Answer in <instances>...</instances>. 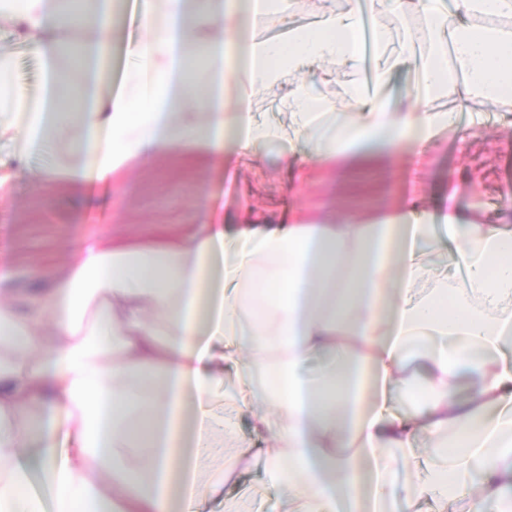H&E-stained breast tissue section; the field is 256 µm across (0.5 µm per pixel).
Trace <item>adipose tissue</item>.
Returning a JSON list of instances; mask_svg holds the SVG:
<instances>
[{
  "mask_svg": "<svg viewBox=\"0 0 512 512\" xmlns=\"http://www.w3.org/2000/svg\"><path fill=\"white\" fill-rule=\"evenodd\" d=\"M69 0H0V28L39 58L43 90L12 81L0 52V142L16 159L63 145L45 170L70 190L124 180L136 162L195 159L223 168L276 137L251 89L312 61L360 67L357 7H321L314 28L262 39L267 0H140L142 35L126 83L100 90L112 6L69 15ZM416 11L432 46L403 43L426 95L405 108L354 91L344 105L307 84L288 93L302 140L284 159L336 163L342 181L379 169L401 145L423 147L457 108L512 89V0H455L485 19L454 22L441 0H374L373 13ZM79 135L62 142V121ZM197 223L145 242L106 238L26 315L0 302V512H186L213 491L200 475L227 449L221 483L262 458L288 512H512V225L463 219L455 205L416 215L398 202L380 220L227 224L198 197ZM459 253L460 273L420 288L427 249ZM329 371H306L312 357ZM237 386L226 389L225 374ZM427 387L411 412L395 396ZM270 444L252 454L242 415ZM434 446L419 464V438ZM51 490H30L31 464ZM406 481H399L400 471Z\"/></svg>",
  "mask_w": 512,
  "mask_h": 512,
  "instance_id": "1",
  "label": "adipose tissue"
}]
</instances>
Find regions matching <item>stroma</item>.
Listing matches in <instances>:
<instances>
[{
    "label": "stroma",
    "mask_w": 512,
    "mask_h": 512,
    "mask_svg": "<svg viewBox=\"0 0 512 512\" xmlns=\"http://www.w3.org/2000/svg\"><path fill=\"white\" fill-rule=\"evenodd\" d=\"M317 11V0H291L266 38L276 41L292 28L314 25ZM0 50L12 56L16 82L26 92H37L42 66L19 31H0ZM298 82L342 102L359 79L357 71L323 61L284 74L279 84L256 89L258 118L291 133L286 96ZM280 148L276 142L266 156L233 157L224 170L178 167L158 158L130 170L127 186L93 182L78 193L39 178L40 159L30 158L22 166L9 150L0 151V164L13 174L9 193L0 197V300L24 309L53 278L69 271L76 249L99 239L136 240L157 227L194 223L192 203L198 192L210 196L214 214L228 223L332 220L347 208L354 218L370 220L405 197L424 212L453 201L478 223L512 224V102L506 100L473 103L466 125L443 128L424 148H403L390 158L385 173H358L371 191L350 202L343 198L333 167L300 160L284 164ZM262 470V463L254 462L236 484L207 501L205 512H224L228 499L241 512H286V492L259 485Z\"/></svg>",
    "instance_id": "35a3bbf8"
}]
</instances>
